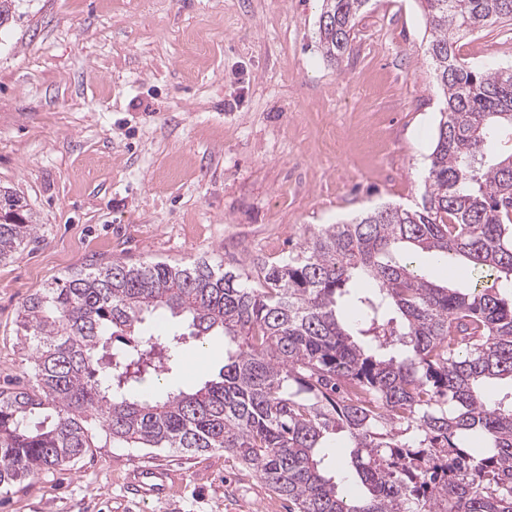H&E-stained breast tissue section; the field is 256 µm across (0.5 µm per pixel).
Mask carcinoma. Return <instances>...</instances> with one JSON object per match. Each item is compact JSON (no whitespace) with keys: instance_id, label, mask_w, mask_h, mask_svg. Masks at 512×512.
Masks as SVG:
<instances>
[{"instance_id":"cac0c4a2","label":"carcinoma","mask_w":512,"mask_h":512,"mask_svg":"<svg viewBox=\"0 0 512 512\" xmlns=\"http://www.w3.org/2000/svg\"><path fill=\"white\" fill-rule=\"evenodd\" d=\"M369 0H322L319 42L340 60ZM445 107L421 202L383 205L305 238L249 276L205 260L76 269L18 318L29 386L0 388V487L98 447L224 451L293 512H512V68L467 65L456 38L512 19V0H418ZM37 231L0 190V262ZM447 262L429 281L402 249ZM364 281L367 288L353 284ZM182 318L189 333L144 327ZM224 337L219 380L149 391L186 335ZM121 346L106 353L112 341ZM349 458H333L336 436Z\"/></svg>"}]
</instances>
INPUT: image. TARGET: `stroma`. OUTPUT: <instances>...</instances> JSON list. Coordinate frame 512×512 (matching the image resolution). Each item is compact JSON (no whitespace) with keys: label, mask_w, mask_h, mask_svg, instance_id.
<instances>
[{"label":"stroma","mask_w":512,"mask_h":512,"mask_svg":"<svg viewBox=\"0 0 512 512\" xmlns=\"http://www.w3.org/2000/svg\"><path fill=\"white\" fill-rule=\"evenodd\" d=\"M321 0H16L0 28V187L37 234L0 263V387L33 381L17 316L68 272L120 260L222 270L287 261L304 237L381 203L420 202L442 99L416 0H368L328 61ZM204 48L186 59L187 35ZM512 67V20L462 37ZM194 340L166 386L217 378ZM145 467L173 472L143 497ZM224 452L97 448L0 490V512H289Z\"/></svg>","instance_id":"1"}]
</instances>
